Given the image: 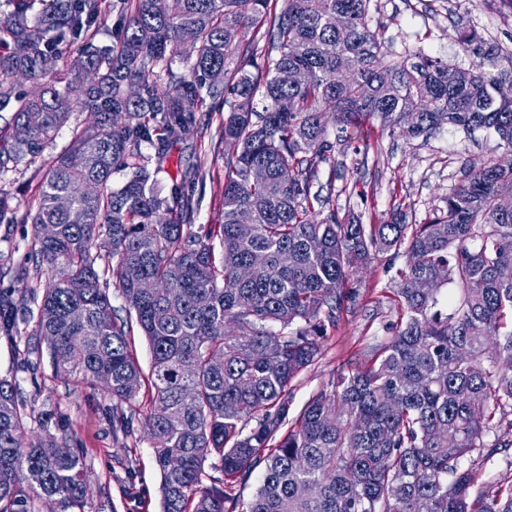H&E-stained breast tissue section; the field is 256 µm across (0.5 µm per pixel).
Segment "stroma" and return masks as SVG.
Masks as SVG:
<instances>
[{
  "label": "stroma",
  "mask_w": 512,
  "mask_h": 512,
  "mask_svg": "<svg viewBox=\"0 0 512 512\" xmlns=\"http://www.w3.org/2000/svg\"><path fill=\"white\" fill-rule=\"evenodd\" d=\"M372 26L393 52L418 48L444 61L466 68L470 57L453 40L456 27L475 29L488 40L512 47V8L503 0H373ZM223 106L197 115L201 136L169 145L155 188L169 194L173 184L184 185L198 201L195 226L223 221L224 162L231 154L220 126ZM375 137L369 153L354 145L336 147L330 161L316 162L322 194L340 213L376 224L393 212L406 214L408 223L426 222L443 207L449 192L466 169L490 158H508L493 131L472 133L443 126L431 134L406 139L381 130L377 121H363ZM404 259L382 257L351 278L359 300L324 340L314 365L290 389V412L298 414L308 399L324 388L342 369L367 359L373 346L394 334L397 313L393 296L397 271ZM32 326H23L25 335ZM23 339H0V377L15 378L30 420L26 438H33L44 416L52 429L66 433L80 448L88 475L100 494L90 498L85 512H161L160 475L155 467L153 443L141 438L132 451H124L122 436L112 430L111 403L102 389L78 378L56 377L48 352L25 354ZM29 358L32 371L19 368Z\"/></svg>",
  "instance_id": "obj_1"
}]
</instances>
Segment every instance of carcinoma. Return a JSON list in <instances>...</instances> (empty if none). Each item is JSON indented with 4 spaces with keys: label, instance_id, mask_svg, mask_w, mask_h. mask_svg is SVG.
Returning a JSON list of instances; mask_svg holds the SVG:
<instances>
[{
    "label": "carcinoma",
    "instance_id": "obj_1",
    "mask_svg": "<svg viewBox=\"0 0 512 512\" xmlns=\"http://www.w3.org/2000/svg\"><path fill=\"white\" fill-rule=\"evenodd\" d=\"M9 2L0 179L44 163L72 113L90 119L42 172L31 209L18 214L0 188V224L31 225L0 282L32 267L51 274L40 291L0 286V337L14 341L33 320L26 352L47 344L57 377L108 379L112 429L127 440L148 388L161 512H512V478H479L480 463L512 448L500 434L512 429V200L500 195L512 160L468 168L424 224L401 212L363 224L326 208L315 187L316 161L334 152L329 125L349 141L366 117L408 139L444 125L489 129L512 153V49L458 27L467 69L421 50L398 55L372 28L371 0ZM187 34L193 57L176 72ZM288 70L305 80L280 82ZM208 98L224 99L235 150L223 223L201 234L193 194H158L152 173L171 141L194 133ZM145 142L157 146L153 170ZM118 170L127 178L114 187ZM388 252L406 258L395 335L288 418L291 383L356 301L351 275ZM131 265L156 288L130 281ZM448 284L457 298L445 310ZM26 418L15 380L1 377L0 512H40L47 499L84 512L92 484L80 449L45 424L23 442ZM257 469L251 499L232 497Z\"/></svg>",
    "mask_w": 512,
    "mask_h": 512
}]
</instances>
